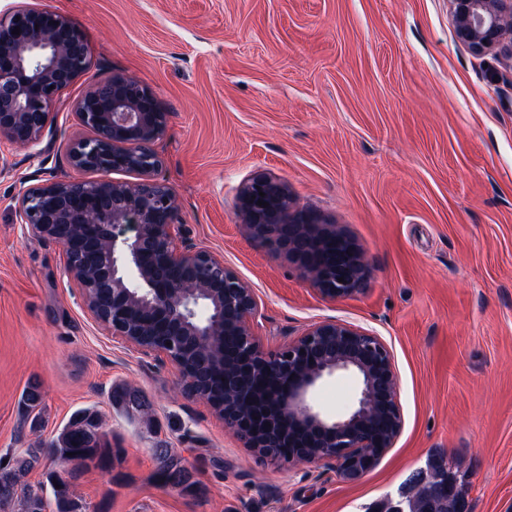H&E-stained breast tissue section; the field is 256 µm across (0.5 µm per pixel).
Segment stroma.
Returning a JSON list of instances; mask_svg holds the SVG:
<instances>
[{
	"instance_id": "1",
	"label": "stroma",
	"mask_w": 512,
	"mask_h": 512,
	"mask_svg": "<svg viewBox=\"0 0 512 512\" xmlns=\"http://www.w3.org/2000/svg\"><path fill=\"white\" fill-rule=\"evenodd\" d=\"M19 5L81 28L89 65L57 98L51 151L0 140V459L92 408L125 457L73 481L87 512H366L399 499L433 457L464 475L468 512H512V52L475 54L449 0H0V17ZM111 74L169 113L156 178L176 195L182 238L251 289L249 326L266 351L326 321L388 348L403 427L360 479L244 447L166 357L92 317L61 246L17 223L24 188L76 177L58 162L90 134L74 106ZM259 172L285 187L291 211L363 254L362 291L324 297L250 234L239 194ZM34 382L36 430L20 407ZM116 383L145 396L148 417L111 404ZM358 393L339 373L312 402L333 416ZM160 448L181 458L194 492L155 480Z\"/></svg>"
}]
</instances>
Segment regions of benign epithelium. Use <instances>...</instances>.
I'll use <instances>...</instances> for the list:
<instances>
[{"instance_id": "obj_1", "label": "benign epithelium", "mask_w": 512, "mask_h": 512, "mask_svg": "<svg viewBox=\"0 0 512 512\" xmlns=\"http://www.w3.org/2000/svg\"><path fill=\"white\" fill-rule=\"evenodd\" d=\"M450 2L457 35L474 53L482 55L506 38L512 43V0ZM87 59L83 33L55 11L19 8L1 19L0 139L37 146L54 128L59 93L84 72ZM76 116L92 135L73 145L68 165L134 172L140 181L56 180L22 190L15 210L19 223L63 248L88 310L113 335L164 354L191 395L201 396L193 390L200 382L223 384L224 398L204 399L260 456L279 461L270 449L286 448L288 459L326 460L348 480L369 471L402 430L396 377L381 339L324 322L294 344L264 352L248 326L255 308L251 290L223 258L191 243L175 244L178 209L171 189L154 178L162 161L152 148L169 114L153 93L114 76L82 96ZM239 200L249 228L294 259L322 295L343 297L362 288L368 267L361 253L307 214L288 215V195L279 182L258 173ZM318 241L328 249L326 263L310 253ZM92 288L112 289V308L96 307ZM133 306L149 312L142 328L129 318ZM189 350L202 355L197 374L183 365L182 353ZM258 372L278 392L274 417L254 408ZM339 372L357 376L359 396L349 410L327 417L314 407L311 393Z\"/></svg>"}]
</instances>
